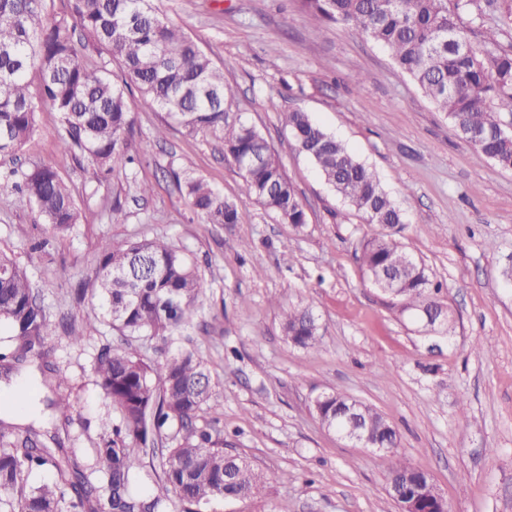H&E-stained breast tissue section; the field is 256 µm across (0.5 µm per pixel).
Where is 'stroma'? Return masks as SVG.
<instances>
[{
    "mask_svg": "<svg viewBox=\"0 0 512 512\" xmlns=\"http://www.w3.org/2000/svg\"><path fill=\"white\" fill-rule=\"evenodd\" d=\"M154 5L236 87L238 112L280 156L306 223H283L245 195L223 142L166 126L164 112L135 107L129 151L140 162L104 177L89 160L62 159L58 115L42 106L33 137L17 157H0V171L56 166L81 219L54 233L0 189V249L14 255L56 328L34 360L51 367L32 382L35 415L1 410L0 422L12 438L34 430L90 454L109 411L92 361L119 335L78 285L100 240L160 236L196 262L206 285L199 316L167 349L192 342L217 383L216 407L201 423L218 421L225 451L270 477L259 496L216 512H399L387 492V456L320 424L314 401L328 393L382 413L397 431V452L432 476L449 512H512V169L461 140L387 48L320 22L302 0ZM293 109L342 141L395 201L404 223L391 236L441 284L456 318L452 338L425 333L363 277L355 248L383 229L298 149L282 124ZM183 169L235 202L242 223H204L171 176ZM116 197L121 224L112 221ZM298 305L317 318L320 343L311 350L281 331L283 310ZM77 333L85 340L71 345ZM60 392L73 399L65 417L48 407Z\"/></svg>",
    "mask_w": 512,
    "mask_h": 512,
    "instance_id": "35a3bbf8",
    "label": "stroma"
}]
</instances>
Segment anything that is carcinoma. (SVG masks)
Returning <instances> with one entry per match:
<instances>
[{"label":"carcinoma","mask_w":512,"mask_h":512,"mask_svg":"<svg viewBox=\"0 0 512 512\" xmlns=\"http://www.w3.org/2000/svg\"><path fill=\"white\" fill-rule=\"evenodd\" d=\"M321 21L351 26L386 46L397 66L446 112L459 138L503 169H512V48L500 36L512 28V0H304ZM70 23L51 12V0H0V155L15 154L32 137L43 103L59 115L61 151L88 156L109 174L125 160L134 102L166 112L188 133L209 132L242 172L244 192L296 228L306 214L280 157L239 113L229 110L236 89L180 26L160 15L153 0H73ZM92 38L119 61L114 78L105 63H91L73 38ZM480 39L475 50L472 38ZM37 72L38 93L28 75ZM139 99L133 100V92ZM297 147L326 183L369 224L393 229L403 215L375 174L307 113L284 115ZM177 185L207 224H239L237 205L189 171ZM20 201L64 233L80 210L57 168L33 164L14 182ZM357 258L365 278L398 270L410 258L386 235L362 241ZM204 280L197 267L160 238L105 240L80 292L99 302L123 342L102 346L94 359L98 386L112 408L99 422L89 462L75 449L48 448L38 434L13 439L0 431V512H202L224 500L252 497L269 482L248 460L224 451L217 426H196L211 408L215 382L194 350L166 355L157 366L138 342L173 335L198 312ZM394 299L408 311L439 303L440 286L417 262L396 283ZM0 324L9 329L0 362L18 365L41 353L53 328L31 282L0 251ZM286 340L302 349L319 344L307 308L282 315ZM355 400L332 393L315 402L326 429L348 423ZM365 431L391 453L387 480L414 479L421 493L429 476L393 451L397 432L375 408L359 403ZM35 471L52 478L31 483Z\"/></svg>","instance_id":"carcinoma-1"}]
</instances>
